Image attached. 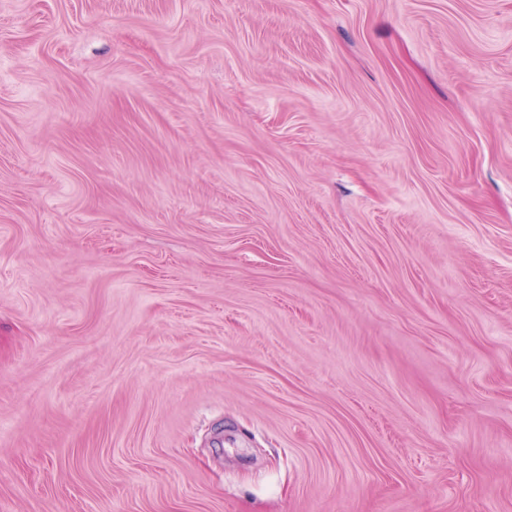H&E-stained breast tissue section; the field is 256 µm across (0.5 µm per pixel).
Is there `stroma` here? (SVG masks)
I'll use <instances>...</instances> for the list:
<instances>
[{
  "mask_svg": "<svg viewBox=\"0 0 512 512\" xmlns=\"http://www.w3.org/2000/svg\"><path fill=\"white\" fill-rule=\"evenodd\" d=\"M0 512H512V0H0Z\"/></svg>",
  "mask_w": 512,
  "mask_h": 512,
  "instance_id": "obj_1",
  "label": "stroma"
}]
</instances>
